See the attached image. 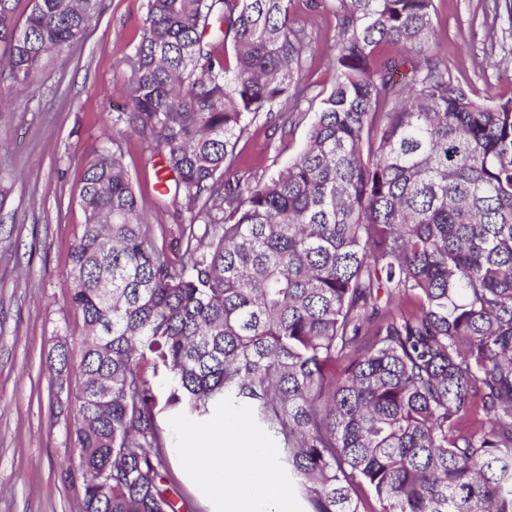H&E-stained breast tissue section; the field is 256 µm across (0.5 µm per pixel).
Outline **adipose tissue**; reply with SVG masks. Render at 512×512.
Masks as SVG:
<instances>
[{"label": "adipose tissue", "mask_w": 512, "mask_h": 512, "mask_svg": "<svg viewBox=\"0 0 512 512\" xmlns=\"http://www.w3.org/2000/svg\"><path fill=\"white\" fill-rule=\"evenodd\" d=\"M177 453L220 512H290L276 465L239 419L218 415L188 425Z\"/></svg>", "instance_id": "1"}]
</instances>
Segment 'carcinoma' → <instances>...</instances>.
Listing matches in <instances>:
<instances>
[{"instance_id":"cac0c4a2","label":"carcinoma","mask_w":512,"mask_h":512,"mask_svg":"<svg viewBox=\"0 0 512 512\" xmlns=\"http://www.w3.org/2000/svg\"><path fill=\"white\" fill-rule=\"evenodd\" d=\"M99 0H0V84L27 88ZM291 0H148L123 123L170 173L171 257L117 142L82 175L56 346L80 383L63 481L83 512H181L164 410L245 408L305 512H512V97L439 57L433 0H328L336 80L269 176L238 141L304 118ZM212 234L209 250L193 246ZM166 380L160 399L156 378Z\"/></svg>"}]
</instances>
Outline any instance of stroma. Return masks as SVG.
Wrapping results in <instances>:
<instances>
[{
    "instance_id": "35a3bbf8",
    "label": "stroma",
    "mask_w": 512,
    "mask_h": 512,
    "mask_svg": "<svg viewBox=\"0 0 512 512\" xmlns=\"http://www.w3.org/2000/svg\"><path fill=\"white\" fill-rule=\"evenodd\" d=\"M147 0H100L86 35L67 56L46 58L33 84L0 108V512H82L80 488L61 482L76 456L61 413L76 377L49 368L55 344L85 335L64 281L70 245L85 221L86 163L107 139L120 142L135 192L155 210L162 189L159 154L112 119L128 102L121 60L139 41ZM435 39L452 78L472 96H512V26L504 0H434ZM313 39L306 64L312 92L336 78L329 48L334 15L291 0ZM301 120L281 137L259 117L236 151L243 169L271 174L301 149Z\"/></svg>"
}]
</instances>
